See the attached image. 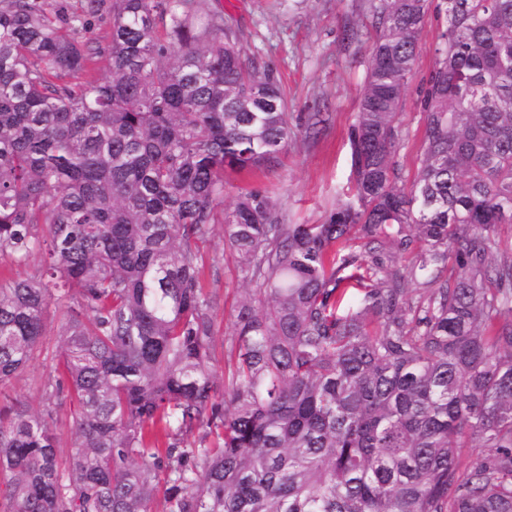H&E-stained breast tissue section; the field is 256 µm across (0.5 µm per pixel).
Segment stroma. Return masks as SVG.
I'll use <instances>...</instances> for the list:
<instances>
[{
	"label": "stroma",
	"mask_w": 512,
	"mask_h": 512,
	"mask_svg": "<svg viewBox=\"0 0 512 512\" xmlns=\"http://www.w3.org/2000/svg\"><path fill=\"white\" fill-rule=\"evenodd\" d=\"M370 0H201L203 12L223 16L242 50L246 66L272 71L288 106L292 140L281 166L250 175L227 174L224 204L232 206L241 190L268 189L288 223L319 224L349 198L351 154L349 130L358 110L366 75ZM445 21L430 18L421 37V51L408 78L396 124L400 140L395 161L404 179H412L424 134L419 90L434 60L437 36ZM355 29L359 41L344 37ZM324 122L310 129V113ZM204 288L214 297L216 316L215 371H223L222 344L230 331V315L244 288L233 252L224 248V229L215 226L202 246ZM64 309L50 305L45 314L46 334L28 366L0 382V394L44 413V383L53 369L51 360Z\"/></svg>",
	"instance_id": "35a3bbf8"
}]
</instances>
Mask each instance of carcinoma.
<instances>
[{
  "label": "carcinoma",
  "instance_id": "obj_1",
  "mask_svg": "<svg viewBox=\"0 0 512 512\" xmlns=\"http://www.w3.org/2000/svg\"><path fill=\"white\" fill-rule=\"evenodd\" d=\"M104 4L102 48L76 35ZM431 15L407 183L396 117ZM371 16L351 199L288 224L265 190L224 207V170L276 168L292 132L223 17L0 0V259L42 256L0 280V381L48 306L68 313L46 413L0 406V512H153L160 486L163 512H512V0ZM217 224L246 284L219 377L200 283ZM67 402L64 458L49 420ZM469 447L486 452L463 466Z\"/></svg>",
  "mask_w": 512,
  "mask_h": 512
}]
</instances>
